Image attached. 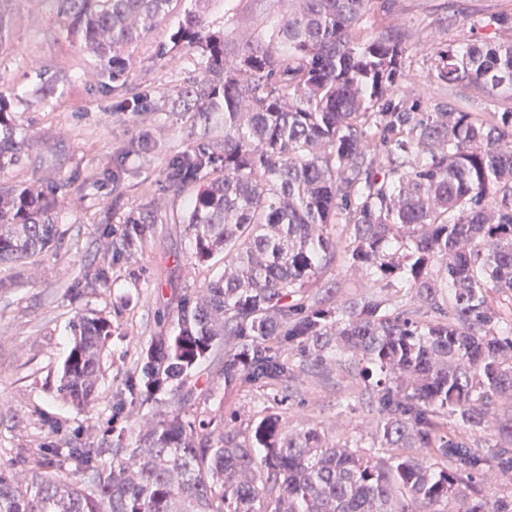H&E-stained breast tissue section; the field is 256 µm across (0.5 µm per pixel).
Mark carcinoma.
Masks as SVG:
<instances>
[{
  "mask_svg": "<svg viewBox=\"0 0 512 512\" xmlns=\"http://www.w3.org/2000/svg\"><path fill=\"white\" fill-rule=\"evenodd\" d=\"M14 0H0V48ZM67 37L112 81L126 85L145 39L173 25L170 41L196 58L197 74L170 95L172 109L224 137L188 149L168 167L169 191L198 189L180 218L193 254H221L224 272L181 298L174 334L141 348L112 411L137 423L131 441L53 448L29 471L0 463V512H512L487 508L478 489L493 466L512 479V448L488 458L476 434L512 443V106L468 112L422 109L399 96L405 79L397 30L361 37L391 0H46ZM495 42L433 52L449 91L470 86L512 101V12L489 20ZM0 91V170L28 139ZM385 163L378 164V153ZM57 193L0 183V262L53 241ZM151 205L132 211L112 239L130 256L154 234ZM355 270L375 291L336 303V275ZM323 282L322 291L309 293ZM400 283L412 308L389 294ZM58 396L94 404L106 317L77 314ZM210 358L226 389L291 398L299 373L359 371L377 413L365 459L314 427L286 428L271 413L252 429L235 418L186 420L184 387Z\"/></svg>",
  "mask_w": 512,
  "mask_h": 512,
  "instance_id": "1",
  "label": "carcinoma"
}]
</instances>
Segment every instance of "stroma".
Listing matches in <instances>:
<instances>
[{"instance_id": "obj_1", "label": "stroma", "mask_w": 512, "mask_h": 512, "mask_svg": "<svg viewBox=\"0 0 512 512\" xmlns=\"http://www.w3.org/2000/svg\"><path fill=\"white\" fill-rule=\"evenodd\" d=\"M512 10V0H395L390 14L376 15L363 33L391 26L402 34L408 76L401 93L423 107L446 101L450 93L434 78L430 56L439 46L462 44L472 21L486 23L480 39L495 41L489 20ZM149 48L133 61L127 85L112 82L95 60L72 44L55 13L41 0H16L9 37L0 47V89L12 118L31 139L22 164L0 176L57 188L58 240L22 263H0V460L21 462L60 444L98 442L105 430L125 427L112 415V399L133 370L141 347L154 336L172 334L160 321L180 296L196 293L224 270L223 257L200 263L192 255L185 225L178 221L193 189L173 194L165 170L195 144L200 126L187 113L171 111L164 93L179 87L194 66L183 48L173 46L168 29L150 35ZM63 76L50 96L39 89L49 74ZM139 95L137 111L124 107ZM142 204L153 205V237L130 257L116 260L108 287L95 274L112 250V231ZM21 287H10L15 275ZM111 319L116 333L101 361L95 404L81 413L56 396L59 371L68 354V324L77 313ZM220 366L205 363L187 386L213 388L208 401L188 399L186 416L238 412L242 424H256L269 402L259 389L225 390ZM298 392L288 401V422L314 426L332 442L355 441L362 457L371 446L377 418L361 396L359 379L340 375L338 387L299 374Z\"/></svg>"}]
</instances>
